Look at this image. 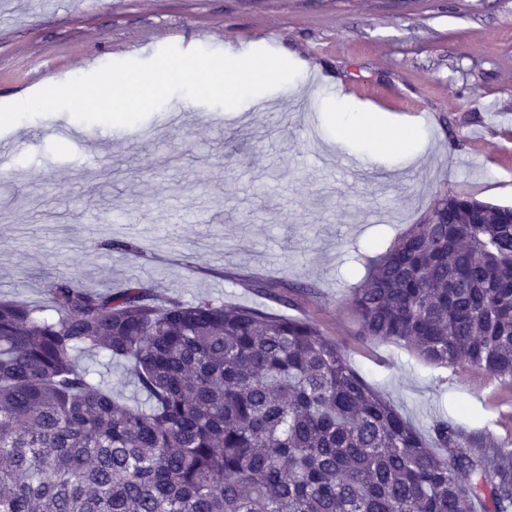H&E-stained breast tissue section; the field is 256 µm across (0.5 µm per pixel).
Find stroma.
I'll list each match as a JSON object with an SVG mask.
<instances>
[{"label":"stroma","mask_w":512,"mask_h":512,"mask_svg":"<svg viewBox=\"0 0 512 512\" xmlns=\"http://www.w3.org/2000/svg\"><path fill=\"white\" fill-rule=\"evenodd\" d=\"M168 44L286 50L299 73L233 109L172 96L174 124L58 112L0 131L19 153L0 178V300L46 304L59 278L137 280L305 319L423 437L449 419L512 449V403L485 410L463 372L362 341L351 310L440 196L512 206V0H0V104ZM359 89L373 133L414 125L411 155L342 141L336 115ZM60 123L74 139L54 137Z\"/></svg>","instance_id":"35a3bbf8"}]
</instances>
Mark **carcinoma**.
<instances>
[{"label": "carcinoma", "instance_id": "cac0c4a2", "mask_svg": "<svg viewBox=\"0 0 512 512\" xmlns=\"http://www.w3.org/2000/svg\"><path fill=\"white\" fill-rule=\"evenodd\" d=\"M0 300V512H512V450L441 451L313 323L140 282ZM366 342L512 390V207L439 198L375 259ZM126 365L131 406L76 355Z\"/></svg>", "mask_w": 512, "mask_h": 512}]
</instances>
